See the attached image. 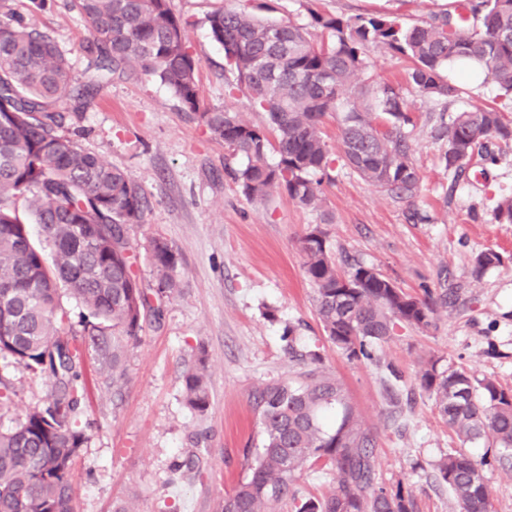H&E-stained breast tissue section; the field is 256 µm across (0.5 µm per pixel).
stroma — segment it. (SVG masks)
I'll list each match as a JSON object with an SVG mask.
<instances>
[{
  "label": "stroma",
  "mask_w": 512,
  "mask_h": 512,
  "mask_svg": "<svg viewBox=\"0 0 512 512\" xmlns=\"http://www.w3.org/2000/svg\"><path fill=\"white\" fill-rule=\"evenodd\" d=\"M456 0H242L252 16L308 23L310 12L349 17L403 16L410 24L452 9ZM176 16L188 19L187 41L199 60L197 83L205 107L240 113L250 124L268 123L252 108L245 90L226 95L224 53L210 37L206 15L226 0H169ZM50 34L66 52L75 75L87 59L81 50L87 31L68 0H47L33 11L30 0H0V15ZM407 64L388 51L369 57L355 85L400 84L412 111L408 129L412 159L421 175L418 195L407 202L361 180L343 158L333 163L324 184L325 210L333 221L324 230L337 264L357 260L376 268L406 293L455 288V306L440 309L435 327L398 324L381 349L382 364L351 361L327 342L303 271L301 241L321 213L296 206L287 195L248 200L224 173L228 154L192 113L183 111L160 82L132 74L112 81L75 125L81 145L105 162L129 171L143 189L144 223L131 227L133 271L151 286L145 247L167 240L178 253L182 291L165 307L158 324H145L140 342L128 352L126 382L113 394L105 374L86 361L87 396L81 423L88 440L73 470L75 512H217L225 493L245 476L242 450L255 432L252 394L256 387L287 376L297 355L314 349L324 367L347 389L361 420L376 439L380 486L412 493L417 512H459L435 464L458 447L434 404L420 392L417 372L436 356L476 376L512 387V224L497 223V200L512 194V145L495 146L497 162L488 175L471 169L455 183L446 175L438 137L440 102L406 82ZM460 94L449 111L497 106L512 119V99L486 72L459 80ZM492 248L502 267L475 275L473 258ZM277 311V322L264 317ZM297 336L289 356L285 327ZM207 352L211 404L197 418L182 398V372L197 346ZM402 375L400 394L411 403H391L384 364ZM11 403L0 404V430L13 428L33 407L43 405L51 385L45 377L0 361ZM202 463L196 476L173 480L171 465L189 449ZM336 475L314 467L293 484L294 499L271 512H295L297 503L328 496Z\"/></svg>",
  "instance_id": "obj_1"
}]
</instances>
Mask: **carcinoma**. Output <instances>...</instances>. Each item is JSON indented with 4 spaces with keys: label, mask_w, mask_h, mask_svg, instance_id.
<instances>
[{
    "label": "carcinoma",
    "mask_w": 512,
    "mask_h": 512,
    "mask_svg": "<svg viewBox=\"0 0 512 512\" xmlns=\"http://www.w3.org/2000/svg\"><path fill=\"white\" fill-rule=\"evenodd\" d=\"M71 5L89 32L82 45L87 68L77 86L50 35L20 20L0 21V360L52 383L44 405L0 431V512H74L70 467L88 440L79 423L87 354L119 391L126 353L141 340L143 323L160 322L165 304L181 292L178 253L160 238L148 246L155 284L140 285L127 226L144 223L143 190L127 170L104 163L70 134L114 78L137 72L165 85L184 111L224 141V172L250 200L285 193L313 210L322 208L323 181L334 162L322 133L333 113L342 157L361 179L407 201L419 192L421 176L405 132L413 119L400 88L379 82L344 96L367 68L369 52L405 57L407 82L429 97H458L447 76L455 63L479 67L512 94V0H462L455 12L412 26L386 14L343 18L312 11L310 22L299 24L259 21L236 8L212 11L206 23L224 51V72L231 76L226 91L245 89L251 105L268 114L267 128L236 112L201 108L200 62L186 41L189 22L171 11L169 0ZM440 130L443 169L456 179L476 163L487 170L495 161L490 146L512 142V120L495 108L456 112ZM272 148L278 154L273 164L267 160ZM234 158L246 164L235 167ZM19 198L51 246L52 259L31 244L30 225L16 215ZM494 217L512 224V196L498 200ZM301 249L323 332L349 360L381 363L380 348L397 324L428 329L438 307L457 300L454 288L412 297L361 263L339 270L318 224ZM502 264L491 248L474 257L478 274ZM63 288L83 309L76 322L61 302ZM206 360L205 348L198 347L182 379L183 401L200 416L210 407ZM320 362V353L311 351L287 378L255 389L257 444L244 449L246 475L224 495L221 512H267L315 465L335 471L336 487L296 512H415L411 493L376 486L375 438L344 385ZM418 380L461 443L436 462L437 479L460 512H490L484 469L512 454V388L438 358L423 363ZM467 447L498 454L478 459ZM199 468L195 453L174 463L179 476Z\"/></svg>",
    "instance_id": "cac0c4a2"
}]
</instances>
